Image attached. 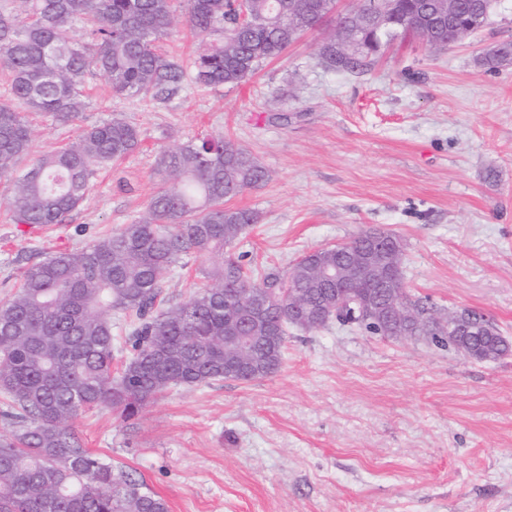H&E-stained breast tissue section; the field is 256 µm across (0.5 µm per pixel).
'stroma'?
I'll list each match as a JSON object with an SVG mask.
<instances>
[{
    "label": "stroma",
    "instance_id": "obj_1",
    "mask_svg": "<svg viewBox=\"0 0 512 512\" xmlns=\"http://www.w3.org/2000/svg\"><path fill=\"white\" fill-rule=\"evenodd\" d=\"M333 30L325 21L235 86L189 77L169 100H127L95 71L75 123L30 115L21 170L115 117L141 145L99 171L69 223L39 234L11 221L0 177V301L23 261L85 248L143 213L161 150L221 135L269 173L229 201L259 216L234 248L244 264L284 275L380 227L406 245V293L481 312L512 337V61L481 62L512 40V0L453 47L397 41L360 75L320 64ZM74 425L169 512H512V356L292 326L268 378L178 386L135 418L98 408Z\"/></svg>",
    "mask_w": 512,
    "mask_h": 512
}]
</instances>
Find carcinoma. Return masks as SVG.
<instances>
[{
	"label": "carcinoma",
	"mask_w": 512,
	"mask_h": 512,
	"mask_svg": "<svg viewBox=\"0 0 512 512\" xmlns=\"http://www.w3.org/2000/svg\"><path fill=\"white\" fill-rule=\"evenodd\" d=\"M25 18L0 10V69L10 96L0 100V173L29 153L26 112L66 125L85 103L88 74L102 72L115 97L160 100L185 80L183 66L155 44L175 23L173 0H21ZM336 0H185V24L201 37L193 61L204 86H234L281 57L331 14ZM445 0H359L319 51L322 65L367 72L381 47L420 38L448 47ZM470 29L485 24L483 0H462ZM83 33L74 35L76 27ZM25 107L20 112L17 105ZM136 126L118 117L78 141L40 155L7 192L16 224L69 222L87 199L98 168L133 153ZM161 187L145 211L79 252H58L23 268L0 302V398L10 433L0 437V512H169L145 481L83 447L74 419L108 406L125 420L176 386L231 379L251 382L281 366L288 326L338 323L386 338L450 344L476 361L512 354V340L475 310L448 312L401 288L404 244L374 260L358 239L297 261L286 276H257L225 252L257 213L224 206L269 180L246 149L204 135L156 160ZM220 256L199 269L189 298L156 309L164 275L190 256ZM339 273L322 280L323 271ZM130 318L129 356L112 372V314ZM478 325L472 335L458 321ZM245 340H240V337Z\"/></svg>",
	"instance_id": "cac0c4a2"
}]
</instances>
